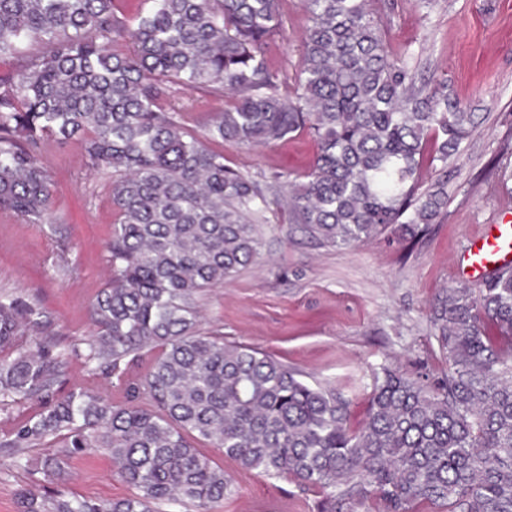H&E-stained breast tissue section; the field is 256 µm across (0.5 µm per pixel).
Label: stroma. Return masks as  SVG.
Segmentation results:
<instances>
[{
  "label": "stroma",
  "instance_id": "1",
  "mask_svg": "<svg viewBox=\"0 0 512 512\" xmlns=\"http://www.w3.org/2000/svg\"><path fill=\"white\" fill-rule=\"evenodd\" d=\"M283 31L265 47L280 81L294 82L309 25L300 0H279ZM391 49H409L477 125L448 168V206L425 235L399 240L386 229L370 242L336 248L309 238L279 206L253 216L262 245L255 262L231 282L198 297L202 332L266 352L299 369L306 382L352 401L351 426L364 417L374 374L402 365L431 383L447 366L440 359L429 310L443 290L460 285L455 267L490 224H512V0H385L382 14ZM163 106L176 107L190 134L231 104L208 88L175 87ZM226 165L255 180L266 196L285 195L272 175H303L318 151L307 132L270 145L213 142ZM40 160L53 183L48 220L29 224L0 210V290L39 306L47 336L67 366L57 387L73 386L123 402L125 385L87 376L82 346L93 328L90 305L105 286L106 241L116 220L109 181L89 169L80 141L44 136ZM201 450L223 466L234 491L216 512H323L326 494L289 476L247 471L221 450ZM42 448L16 457L0 451V512H17L27 487L112 500L130 487L107 455L72 456L64 478L45 477L35 464Z\"/></svg>",
  "mask_w": 512,
  "mask_h": 512
}]
</instances>
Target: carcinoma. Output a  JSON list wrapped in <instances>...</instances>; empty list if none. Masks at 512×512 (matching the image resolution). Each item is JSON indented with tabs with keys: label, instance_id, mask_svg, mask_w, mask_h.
Instances as JSON below:
<instances>
[{
	"label": "carcinoma",
	"instance_id": "1",
	"mask_svg": "<svg viewBox=\"0 0 512 512\" xmlns=\"http://www.w3.org/2000/svg\"><path fill=\"white\" fill-rule=\"evenodd\" d=\"M133 25L112 0H0V57L25 41L47 50L0 80V209L47 220L53 196L38 156L43 135L78 139L89 167L111 178L117 222L108 282L91 307L82 353L89 375L119 381L130 358L155 351L124 403L81 387L58 394L63 354L24 345L43 333L36 305L0 294V408L37 400L0 448L51 444L49 477L86 450L110 456L133 489L96 501L18 493L19 512H196L233 492L199 443L246 470L292 476L325 492L324 512L375 494L385 512L440 504L446 512H512V268L436 299L431 322L448 372L427 385L399 366L374 378L361 427L351 402L312 387L266 353L199 328L197 296L256 256L250 215L268 200L208 141L273 144L306 130L320 152L286 196L294 223L331 246L365 243L391 224L429 230L446 182L420 193L426 149L448 166L475 125L407 49L393 52L377 0H301L310 25L289 94L263 45L278 33L279 0H149ZM132 51L108 48L111 36ZM236 95L201 137L158 101L173 87Z\"/></svg>",
	"mask_w": 512,
	"mask_h": 512
}]
</instances>
